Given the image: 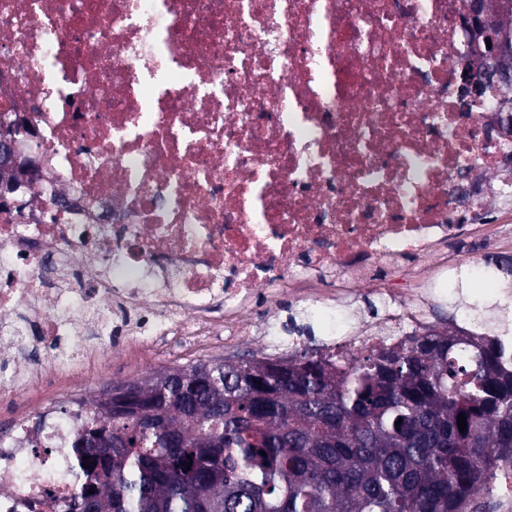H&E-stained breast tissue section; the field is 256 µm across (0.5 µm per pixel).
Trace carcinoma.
Instances as JSON below:
<instances>
[{"mask_svg":"<svg viewBox=\"0 0 512 512\" xmlns=\"http://www.w3.org/2000/svg\"><path fill=\"white\" fill-rule=\"evenodd\" d=\"M470 287L459 272L448 307L472 330L415 332L346 360L308 348L217 358L129 383L145 395L136 413L100 400L83 417L61 512L88 496L97 512H479L512 470V292L469 301Z\"/></svg>","mask_w":512,"mask_h":512,"instance_id":"obj_1","label":"carcinoma"}]
</instances>
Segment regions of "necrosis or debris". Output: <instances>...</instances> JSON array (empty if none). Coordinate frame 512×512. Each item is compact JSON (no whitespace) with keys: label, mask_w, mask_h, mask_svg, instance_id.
<instances>
[{"label":"necrosis or debris","mask_w":512,"mask_h":512,"mask_svg":"<svg viewBox=\"0 0 512 512\" xmlns=\"http://www.w3.org/2000/svg\"><path fill=\"white\" fill-rule=\"evenodd\" d=\"M467 0H0V512H59L72 417L48 384L110 328L251 337L257 298L377 281L420 325L442 244L512 245V92L469 99ZM38 350L30 360L26 350Z\"/></svg>","instance_id":"1"}]
</instances>
